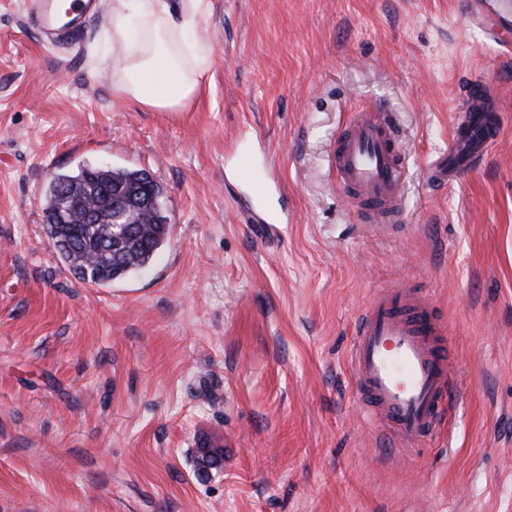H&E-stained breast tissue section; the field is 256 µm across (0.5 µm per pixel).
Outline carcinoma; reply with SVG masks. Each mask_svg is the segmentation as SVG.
<instances>
[{
	"label": "carcinoma",
	"mask_w": 512,
	"mask_h": 512,
	"mask_svg": "<svg viewBox=\"0 0 512 512\" xmlns=\"http://www.w3.org/2000/svg\"><path fill=\"white\" fill-rule=\"evenodd\" d=\"M122 190L136 198L162 194L160 185L140 169L82 166L73 173L51 176L45 203L47 234L51 246L78 279L105 286L149 267L169 240L172 225L162 209L148 212L136 235L112 245L107 223L85 224L84 215L102 211L103 192ZM222 453L204 442L199 446L197 472L216 468Z\"/></svg>",
	"instance_id": "1"
}]
</instances>
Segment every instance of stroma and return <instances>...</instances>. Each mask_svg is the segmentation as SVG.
Returning a JSON list of instances; mask_svg holds the SVG:
<instances>
[{"instance_id":"stroma-1","label":"stroma","mask_w":512,"mask_h":512,"mask_svg":"<svg viewBox=\"0 0 512 512\" xmlns=\"http://www.w3.org/2000/svg\"><path fill=\"white\" fill-rule=\"evenodd\" d=\"M468 0H211L210 86L182 114L112 95L100 0L76 46L0 0V512H512V49ZM499 88L485 165L442 187L469 80ZM389 113L406 171L394 231L362 224L333 150ZM270 151L289 223L252 224L229 174ZM146 170L171 236L154 263L84 283L46 234L52 174ZM449 322V423L393 452L348 363L379 290ZM211 437L222 464L196 475Z\"/></svg>"}]
</instances>
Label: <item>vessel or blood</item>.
I'll return each instance as SVG.
<instances>
[{
    "instance_id": "obj_1",
    "label": "vessel or blood",
    "mask_w": 512,
    "mask_h": 512,
    "mask_svg": "<svg viewBox=\"0 0 512 512\" xmlns=\"http://www.w3.org/2000/svg\"><path fill=\"white\" fill-rule=\"evenodd\" d=\"M98 0H70L57 14L50 0H28V21L45 35L71 37ZM498 94L475 80L464 91L465 112L448 138V151L434 163L437 181L455 184L461 173L480 168L500 127L485 118L497 109ZM336 175L363 223L376 224L399 214L403 172L398 139L388 114L367 107L354 114L336 145ZM235 173L256 200L277 189L253 154L240 155ZM448 323L420 292H377L359 317L349 362L369 419L390 446L418 447L446 415L453 382Z\"/></svg>"
}]
</instances>
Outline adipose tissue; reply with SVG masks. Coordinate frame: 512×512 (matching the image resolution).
<instances>
[{
  "label": "adipose tissue",
  "instance_id": "1",
  "mask_svg": "<svg viewBox=\"0 0 512 512\" xmlns=\"http://www.w3.org/2000/svg\"><path fill=\"white\" fill-rule=\"evenodd\" d=\"M210 0H113L103 38L112 57V94L151 111L185 112L205 86L209 66L188 33L198 32Z\"/></svg>",
  "mask_w": 512,
  "mask_h": 512
}]
</instances>
